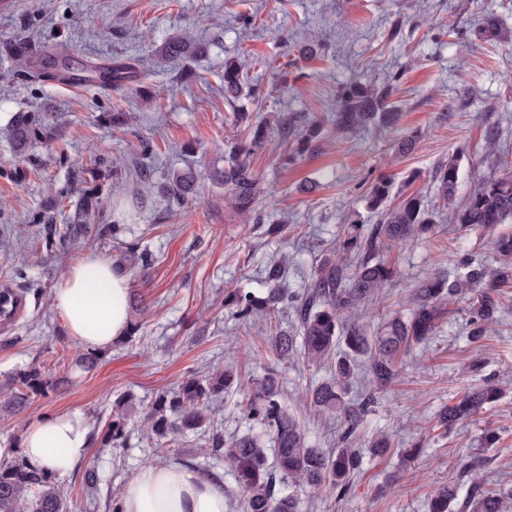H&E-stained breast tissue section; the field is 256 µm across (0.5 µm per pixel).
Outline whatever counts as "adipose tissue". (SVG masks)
Segmentation results:
<instances>
[{"label": "adipose tissue", "instance_id": "adipose-tissue-1", "mask_svg": "<svg viewBox=\"0 0 512 512\" xmlns=\"http://www.w3.org/2000/svg\"><path fill=\"white\" fill-rule=\"evenodd\" d=\"M128 294L119 269L89 253L65 270L52 303L76 342L104 350L127 332ZM88 434L79 415L55 414L30 422L19 447L29 465L62 473L85 456ZM122 498L124 512H226L223 482L180 464H146L125 484Z\"/></svg>", "mask_w": 512, "mask_h": 512}]
</instances>
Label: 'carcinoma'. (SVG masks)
Here are the masks:
<instances>
[{
  "instance_id": "carcinoma-1",
  "label": "carcinoma",
  "mask_w": 512,
  "mask_h": 512,
  "mask_svg": "<svg viewBox=\"0 0 512 512\" xmlns=\"http://www.w3.org/2000/svg\"><path fill=\"white\" fill-rule=\"evenodd\" d=\"M201 50L187 36L173 37L163 47L164 57L193 59ZM244 75L237 61H224V99L234 102L242 96ZM339 112L336 127L349 130L369 120L390 124L396 117L388 92L374 96L355 84L337 90ZM45 126L32 119H19L6 128L4 136L22 151L43 139ZM267 137L256 127L248 145L237 148L227 167L213 172L215 181L224 184L232 196L234 208L249 214L254 210L258 183L251 170V156ZM502 173L485 177L458 205H453L460 190L457 161L440 163L434 173L442 199L448 206V223L461 230H472L512 221V163L501 161ZM192 180L183 175L168 179V190L186 197ZM391 182L379 178L370 187L371 206L382 209L380 221L367 233L356 228L340 241L341 258L327 256L315 267L311 281L298 294L285 288L282 279L288 258L282 256L266 267V296L237 289L227 293L224 303L238 320L254 324L279 304L291 305L298 318V335L278 331L265 339L269 354L278 363L302 357L313 365H327L330 376L314 384L306 393L311 408L329 418L343 419L338 436L339 447L319 448L312 444L305 428L282 404L283 378L270 368L257 381L242 377L227 367L205 375H193L174 391L157 394L145 408L146 438L166 443L179 435L193 433L204 437L201 454L224 460L241 484L242 512H300L298 488L327 486L344 495L350 490V476L360 465L355 448L362 418L373 403L366 397L352 408L345 400V389L354 378L357 362L365 359L372 382L380 387L394 383L402 369L403 357L436 335L445 304L470 297L468 309L470 342L485 337L493 323L503 288L512 284V233L491 240L499 267L488 269L470 259L464 272H439L418 281L410 290L407 312H396L371 330L354 320L351 314L383 296V289L399 277L398 267L381 253L400 247L432 231L433 210L418 195H408L395 206L385 207ZM102 351L85 347L75 361L84 370L94 368ZM56 379L40 368H30L0 385L7 407L15 409L34 398H46L54 390ZM243 394L242 419L249 427L271 431L272 447L266 448L259 435L224 437L215 426L214 398L227 391ZM501 389L490 381L464 392L455 402L442 407L436 424L448 429L477 415L486 405L500 399ZM121 395L113 402L102 446L124 449L130 441L128 404ZM393 441L378 433L371 442V454L387 455ZM273 464H268V456ZM512 512V498L471 479L469 488L458 499L455 485L441 488L431 499L430 512ZM0 512H73L67 495L59 487L56 474L30 466L21 453L0 460Z\"/></svg>"
}]
</instances>
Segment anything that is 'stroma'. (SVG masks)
<instances>
[{
	"label": "stroma",
	"mask_w": 512,
	"mask_h": 512,
	"mask_svg": "<svg viewBox=\"0 0 512 512\" xmlns=\"http://www.w3.org/2000/svg\"><path fill=\"white\" fill-rule=\"evenodd\" d=\"M189 32L203 43L201 56L181 66L164 61L165 38ZM17 43L66 51L83 63L134 60L140 79L133 87L62 88L33 78L13 53ZM242 63L261 99H224V62ZM191 69L192 82L181 80ZM389 88L398 112L394 124L368 123L336 131V92L345 82ZM246 108L250 124L279 116L314 133L296 164L282 166V145L268 137L252 157L260 192L258 222H245L222 184L209 174L227 166L238 140L231 124L235 108ZM41 120L49 134L18 153L3 130L15 118ZM499 136L485 148L487 127ZM413 137L401 151L404 137ZM512 155V0H0V284L27 291L24 314L0 333V381L36 366L67 376L49 397L20 413L0 415V445L14 448L33 419L76 413L90 430L86 457L59 475L75 512L90 508L107 487L124 488L146 462L177 463L224 482L227 512H236L237 483L223 462L209 461L193 436L171 449L141 438L142 411L155 395L171 391L199 371L234 364L252 378L272 365L264 338L295 332L293 310L277 308L271 321L249 326L222 307L226 292L266 290L260 272L270 258H289L287 285L298 290L345 230L367 229L380 213L368 201L369 186L391 181V202L414 193L439 201L437 164L458 160L461 186L471 189L497 172ZM152 170L146 182L131 178L136 163ZM194 180L187 200L165 186L170 172ZM99 193L105 224L122 225L119 239L76 231L81 189ZM55 225L65 244L46 250L39 230ZM280 225L268 234L269 225ZM512 232L466 233L440 212L433 232L390 254L400 271L386 296L359 313L376 328L408 307L413 285L457 265L461 255L496 268L489 239ZM465 244L456 254V241ZM138 245L155 262L140 271L124 252ZM122 267L131 311L139 329L132 340L113 342L92 370L75 365L77 349L52 304L53 289L66 268L86 253ZM468 302L450 306L427 346L405 357L396 382L376 389L360 374L347 389L351 400L375 394L378 403L359 429L362 465L349 495L329 489L301 495V512H428L438 489L459 481L460 460L502 492H512V296L501 308L486 340L467 338ZM326 368L303 360L290 364L282 398L289 412L324 448L336 447L339 421L319 417L301 401L307 388L326 378ZM492 379L503 397L476 417L451 429L435 414L461 392ZM131 394L137 407L129 421L131 439L119 454L102 447L112 403ZM391 435L384 457L370 454L377 433ZM496 442L486 446L483 437Z\"/></svg>",
	"instance_id": "1"
}]
</instances>
